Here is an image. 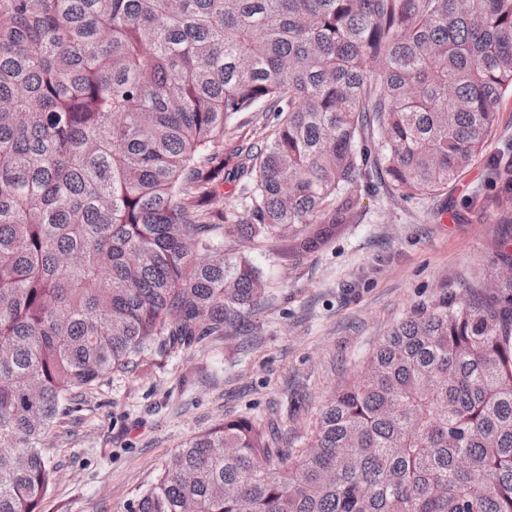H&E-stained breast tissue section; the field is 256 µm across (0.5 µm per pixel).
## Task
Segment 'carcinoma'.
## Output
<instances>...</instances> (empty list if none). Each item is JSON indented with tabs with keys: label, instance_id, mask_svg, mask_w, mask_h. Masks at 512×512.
<instances>
[{
	"label": "carcinoma",
	"instance_id": "obj_1",
	"mask_svg": "<svg viewBox=\"0 0 512 512\" xmlns=\"http://www.w3.org/2000/svg\"><path fill=\"white\" fill-rule=\"evenodd\" d=\"M511 94L512 0H0V512H41L68 401L244 331L265 283L224 236L439 196ZM242 112L275 122L224 208ZM187 507L512 512V277L415 309L309 436L226 420L126 512Z\"/></svg>",
	"mask_w": 512,
	"mask_h": 512
}]
</instances>
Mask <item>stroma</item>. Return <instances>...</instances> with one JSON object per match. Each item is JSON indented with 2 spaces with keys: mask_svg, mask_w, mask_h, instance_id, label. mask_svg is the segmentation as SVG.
<instances>
[{
  "mask_svg": "<svg viewBox=\"0 0 512 512\" xmlns=\"http://www.w3.org/2000/svg\"><path fill=\"white\" fill-rule=\"evenodd\" d=\"M498 109L485 155L440 196L393 202L359 188L356 222L308 252L294 247L301 224L266 241L225 239L267 282L247 332L145 359L60 413L41 444L59 466L42 512H125L177 448L227 419L310 434L319 405L419 304L499 281L496 245L512 231V96ZM237 122L224 138L228 172L270 130L262 112Z\"/></svg>",
  "mask_w": 512,
  "mask_h": 512,
  "instance_id": "1",
  "label": "stroma"
}]
</instances>
